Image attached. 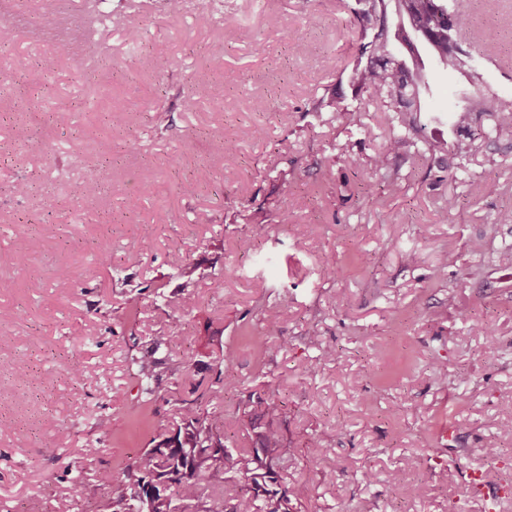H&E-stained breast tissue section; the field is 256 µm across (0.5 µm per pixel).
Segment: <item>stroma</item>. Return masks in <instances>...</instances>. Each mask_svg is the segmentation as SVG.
I'll list each match as a JSON object with an SVG mask.
<instances>
[{"mask_svg":"<svg viewBox=\"0 0 512 512\" xmlns=\"http://www.w3.org/2000/svg\"><path fill=\"white\" fill-rule=\"evenodd\" d=\"M45 2L0 19V512L99 504L90 478L81 503L70 498L86 444L101 450L96 466L123 473L198 397L223 412L232 449L251 447L257 399L277 405L282 485H308L304 512H512V224L497 221L512 210V149L470 155L461 181L427 155L374 172L386 113L357 130L337 115L344 100L306 109L355 51L344 0H182L174 16L165 0H62L42 29ZM454 6L495 37L473 52L478 83L512 99L500 72L512 67V0ZM133 26L145 35L135 50ZM47 56L49 82L31 85ZM430 85L424 111L441 120L475 86L437 68ZM259 98L267 111H254ZM115 109L125 126L108 125ZM34 134L42 152L26 149ZM219 138L233 153H214ZM333 154L362 164L327 166ZM94 162L103 191L85 198ZM284 208L292 223H277ZM202 209L210 223H195ZM72 258L76 276L59 279ZM187 264L197 304L181 314ZM175 313L183 333L161 351L191 368L163 370L145 410L131 361ZM223 350L229 384L205 381ZM446 422L453 439L438 452ZM488 443L497 455H477Z\"/></svg>","mask_w":512,"mask_h":512,"instance_id":"stroma-1","label":"stroma"}]
</instances>
